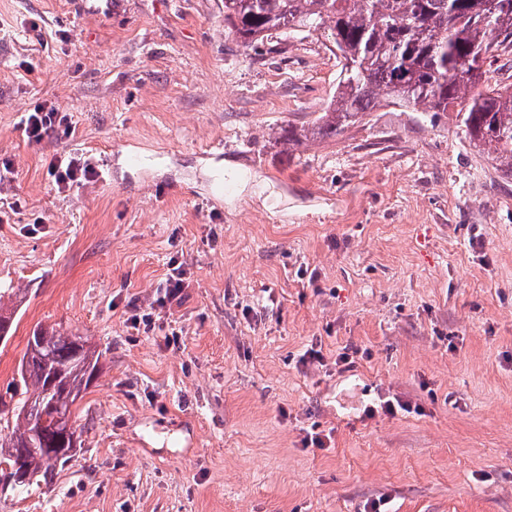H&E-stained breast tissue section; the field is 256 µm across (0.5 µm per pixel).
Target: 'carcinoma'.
Listing matches in <instances>:
<instances>
[{"mask_svg":"<svg viewBox=\"0 0 512 512\" xmlns=\"http://www.w3.org/2000/svg\"><path fill=\"white\" fill-rule=\"evenodd\" d=\"M224 30L243 47L279 34L327 37L343 58L336 96L309 124L280 128L283 144L334 138L359 122L387 95L415 112L457 109L458 127L474 146L512 173V88L488 84L493 51L512 45V0H224ZM46 346L24 353L14 388L21 391L11 422L0 434V460L33 439L29 401L67 412L89 388L102 353L86 336L77 341L40 327ZM70 365L67 381L47 389V362ZM59 431L49 425L26 458V492L66 463L55 450Z\"/></svg>","mask_w":512,"mask_h":512,"instance_id":"carcinoma-1","label":"carcinoma"}]
</instances>
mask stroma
I'll return each instance as SVG.
<instances>
[{"mask_svg": "<svg viewBox=\"0 0 512 512\" xmlns=\"http://www.w3.org/2000/svg\"><path fill=\"white\" fill-rule=\"evenodd\" d=\"M71 2L0 0V289L24 295L0 396L40 324L101 371L74 458L0 512H512V175L454 112L388 102L285 147L336 91L324 36L246 49L219 0ZM38 103L73 136L29 142ZM69 155L95 175L61 192ZM174 257L181 303L127 327ZM394 397L412 413L364 415Z\"/></svg>", "mask_w": 512, "mask_h": 512, "instance_id": "stroma-1", "label": "stroma"}]
</instances>
